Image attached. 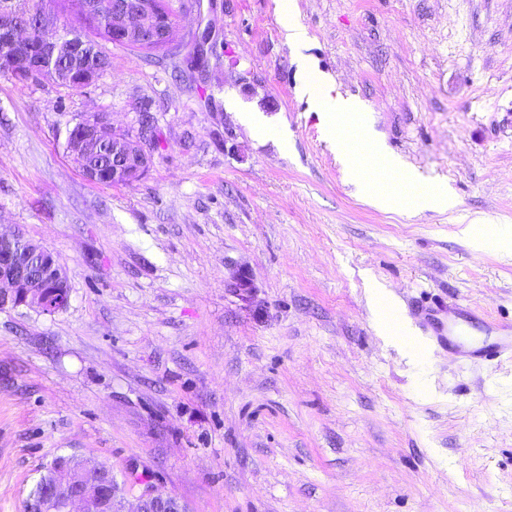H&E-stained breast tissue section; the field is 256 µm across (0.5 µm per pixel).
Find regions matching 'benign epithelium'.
I'll list each match as a JSON object with an SVG mask.
<instances>
[{
    "mask_svg": "<svg viewBox=\"0 0 512 512\" xmlns=\"http://www.w3.org/2000/svg\"><path fill=\"white\" fill-rule=\"evenodd\" d=\"M86 9L105 15L110 22L115 44L155 47L164 54L173 47V32L180 13L169 16L152 0H112V4L94 2ZM196 56L190 66L207 62L208 32L194 37ZM0 46L8 55L0 59V70L12 79L30 80L41 75L60 79L78 77L88 86L107 67V58L97 55L80 69H66L67 59L92 48L88 39L79 46L61 31L48 27L43 13L23 16L10 9H0ZM154 134L147 124L138 123L136 134L115 131L107 116L95 115L80 121L69 132L68 141L74 157L82 162L85 177L100 182L96 167L88 164L112 149V180L131 183L145 176L150 164L149 147ZM69 301L67 272L53 254L41 244L16 229L0 232V309L28 307L44 315L64 309ZM58 478L44 481L47 490L38 503L39 512H187L174 496L141 495L135 504L118 507L109 501L108 488L113 475L100 466H90L75 457L64 458L56 469Z\"/></svg>",
    "mask_w": 512,
    "mask_h": 512,
    "instance_id": "7a95c632",
    "label": "benign epithelium"
}]
</instances>
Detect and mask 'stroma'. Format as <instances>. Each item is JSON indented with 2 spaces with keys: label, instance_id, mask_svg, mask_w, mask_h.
<instances>
[{
  "label": "stroma",
  "instance_id": "stroma-1",
  "mask_svg": "<svg viewBox=\"0 0 512 512\" xmlns=\"http://www.w3.org/2000/svg\"><path fill=\"white\" fill-rule=\"evenodd\" d=\"M207 28L223 55L200 73ZM175 40L150 62L103 44L80 90L0 77V231L70 287L52 315L0 309V512H26L58 455L188 512H512V357L438 345L427 312L469 311L473 337L512 321L493 231L512 225V0H200ZM312 71L360 125L332 132L300 93ZM144 105L148 173L88 181L69 130L104 113L131 132ZM366 132L455 209L365 202L342 154ZM374 286L405 340L377 329Z\"/></svg>",
  "mask_w": 512,
  "mask_h": 512
}]
</instances>
